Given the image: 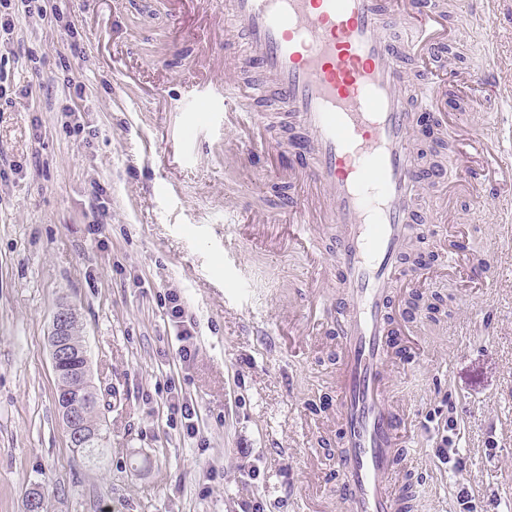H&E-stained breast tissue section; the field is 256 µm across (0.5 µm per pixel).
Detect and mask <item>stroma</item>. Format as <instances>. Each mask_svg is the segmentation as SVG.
<instances>
[{"mask_svg": "<svg viewBox=\"0 0 512 512\" xmlns=\"http://www.w3.org/2000/svg\"><path fill=\"white\" fill-rule=\"evenodd\" d=\"M62 20L14 14L0 41V512H343L336 497L339 341L321 310L341 291L316 281L313 245H287L298 189H277L267 150L248 134L209 128L194 97L253 76L242 52L207 39L192 0H53ZM499 76L512 84V0L494 21ZM481 30H462L445 62L480 75ZM85 47L70 69L72 45ZM480 86L449 87V116L512 141V110L469 113ZM86 131L69 134L72 110ZM195 139L187 161L164 165L178 122ZM447 196L472 260L495 251L484 279L453 268L434 240L412 241L427 278L394 291L404 336L391 397L416 448L398 468L415 512H458L467 488L482 512H512V248L493 209L455 167L419 199L429 222ZM109 213L97 223L93 207ZM238 213L226 221L227 209ZM177 292L200 351L171 365L165 299ZM77 310L108 444L90 459L70 447L56 408L48 334L60 302ZM194 399L207 447L169 427V387ZM457 421L461 470L436 455L439 422Z\"/></svg>", "mask_w": 512, "mask_h": 512, "instance_id": "stroma-1", "label": "stroma"}]
</instances>
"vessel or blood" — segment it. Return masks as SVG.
<instances>
[{"label": "vessel or blood", "instance_id": "vessel-or-blood-1", "mask_svg": "<svg viewBox=\"0 0 512 512\" xmlns=\"http://www.w3.org/2000/svg\"><path fill=\"white\" fill-rule=\"evenodd\" d=\"M497 0H481L459 13V27L489 29ZM225 47L242 44L253 63L249 85L225 79L223 98L211 103V119L261 130L290 118L301 135L294 148L308 166L288 164L289 182L313 187L335 225L333 258L318 276L343 290L331 317L340 339L336 382L340 421L336 492L345 512H405L410 487H395L394 468L409 455L403 444V411L388 397L393 359L389 335L393 290L408 276L405 250L427 230L444 239L449 256L448 208L438 207L420 227L414 202L420 191L411 142L418 112L447 123L440 110L446 69L436 59L453 37L444 29L450 0H229ZM500 103L512 104L495 59L480 79ZM265 109L242 108L245 99ZM457 171L478 187L502 223L512 222V158L499 138L459 139ZM489 157L475 167L473 154ZM310 202L302 200L288 226L292 241L309 240Z\"/></svg>", "mask_w": 512, "mask_h": 512}]
</instances>
